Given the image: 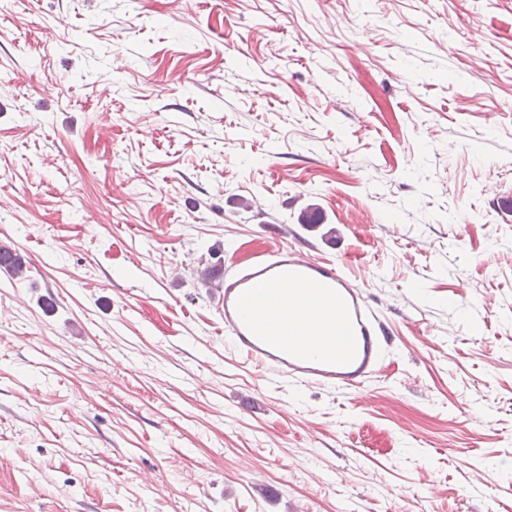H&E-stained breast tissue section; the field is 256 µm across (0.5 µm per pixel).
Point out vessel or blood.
<instances>
[{"instance_id":"1","label":"vessel or blood","mask_w":512,"mask_h":512,"mask_svg":"<svg viewBox=\"0 0 512 512\" xmlns=\"http://www.w3.org/2000/svg\"><path fill=\"white\" fill-rule=\"evenodd\" d=\"M218 312L235 352L299 385L355 391L383 362L384 330L362 288L290 245L225 274Z\"/></svg>"}]
</instances>
